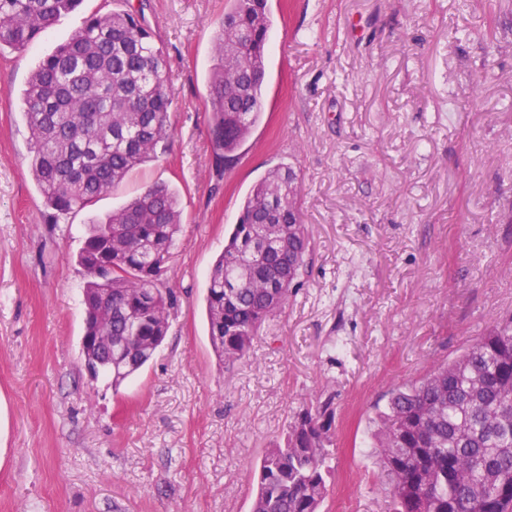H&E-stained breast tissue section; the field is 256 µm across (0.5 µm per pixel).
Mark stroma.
I'll return each mask as SVG.
<instances>
[{
    "instance_id": "1",
    "label": "stroma",
    "mask_w": 512,
    "mask_h": 512,
    "mask_svg": "<svg viewBox=\"0 0 512 512\" xmlns=\"http://www.w3.org/2000/svg\"><path fill=\"white\" fill-rule=\"evenodd\" d=\"M163 48L167 154L92 209L46 213L21 94L34 64L112 0H83L0 52V512H251L293 413L332 398L321 512H385L367 446L393 390L512 315V0H268L265 112L216 175L206 73L226 0H131ZM301 177L306 264L246 359L208 338L207 274L269 170ZM179 192L168 337L112 389L81 350L91 215Z\"/></svg>"
}]
</instances>
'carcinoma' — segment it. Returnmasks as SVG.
Segmentation results:
<instances>
[{"label": "carcinoma", "instance_id": "1", "mask_svg": "<svg viewBox=\"0 0 512 512\" xmlns=\"http://www.w3.org/2000/svg\"><path fill=\"white\" fill-rule=\"evenodd\" d=\"M82 0H0V50L23 51ZM95 14L40 59L23 89L31 173L47 216L92 206L168 146L173 97L167 59L144 14ZM272 20L267 0H230L215 35L208 112L215 172L235 161L264 114ZM298 174L268 171L207 280L216 355L243 360L262 324L288 303L308 249L297 223ZM181 228L178 192L156 182L88 225L77 263L85 276V361L112 388L150 362L175 300L163 275ZM331 399L296 412L283 443L259 465L252 512H320L332 476ZM388 512H512V317L456 358L397 389L372 420Z\"/></svg>", "mask_w": 512, "mask_h": 512}]
</instances>
